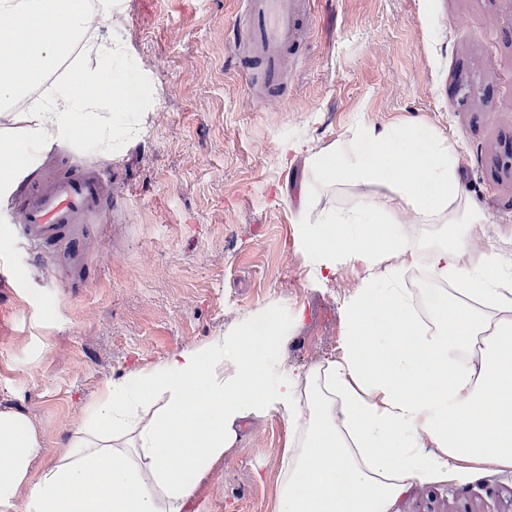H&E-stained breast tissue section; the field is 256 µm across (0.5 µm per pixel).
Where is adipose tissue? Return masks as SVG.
<instances>
[{
  "label": "adipose tissue",
  "instance_id": "1",
  "mask_svg": "<svg viewBox=\"0 0 512 512\" xmlns=\"http://www.w3.org/2000/svg\"><path fill=\"white\" fill-rule=\"evenodd\" d=\"M117 11V0H0V199L52 144L89 132L106 158L138 138L145 120H122L125 89L110 79L125 50L100 33ZM307 164L299 221L315 275L364 271L338 356L289 367L291 327L266 309L106 382L51 458L26 414L1 410L0 512H183L240 422L273 410L288 422L273 512H390L413 483L512 469V287L477 251L483 216L455 147L419 125H364ZM376 184L398 207L327 199ZM407 212L455 233H414ZM413 271L427 292L405 288Z\"/></svg>",
  "mask_w": 512,
  "mask_h": 512
}]
</instances>
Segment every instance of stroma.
Segmentation results:
<instances>
[{"label": "stroma", "mask_w": 512, "mask_h": 512, "mask_svg": "<svg viewBox=\"0 0 512 512\" xmlns=\"http://www.w3.org/2000/svg\"><path fill=\"white\" fill-rule=\"evenodd\" d=\"M119 8L121 26L105 34L127 55L111 77L147 126L110 159L118 207L80 241L81 278L23 245L11 200H0V410L28 415L46 455L104 382L260 309L302 311L292 366L336 357L362 271L314 276L298 222L310 172L302 154L282 163L285 144L320 150L363 123L448 137L485 217L475 242L512 273V169L501 164L512 145V0H310L288 85L265 99L233 61L240 0ZM287 437L280 414L244 420L185 512H270ZM485 506L512 512V470L414 484L391 512Z\"/></svg>", "instance_id": "35a3bbf8"}]
</instances>
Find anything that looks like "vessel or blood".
Returning <instances> with one entry per match:
<instances>
[{
	"mask_svg": "<svg viewBox=\"0 0 512 512\" xmlns=\"http://www.w3.org/2000/svg\"><path fill=\"white\" fill-rule=\"evenodd\" d=\"M253 53L246 71L258 72L268 91L284 78V61L300 30L304 0H243ZM24 217L21 240L30 246L70 241L82 224L112 211V179L98 164L50 165L28 176L15 199Z\"/></svg>",
	"mask_w": 512,
	"mask_h": 512,
	"instance_id": "1",
	"label": "vessel or blood"
}]
</instances>
